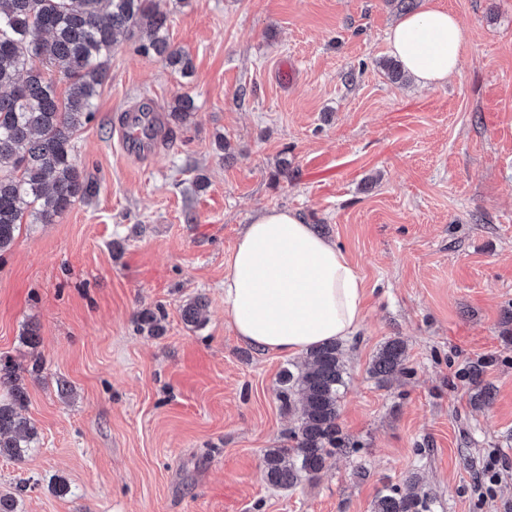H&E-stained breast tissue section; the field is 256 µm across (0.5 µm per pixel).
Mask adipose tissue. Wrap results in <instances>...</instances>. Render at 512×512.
<instances>
[{
    "mask_svg": "<svg viewBox=\"0 0 512 512\" xmlns=\"http://www.w3.org/2000/svg\"><path fill=\"white\" fill-rule=\"evenodd\" d=\"M391 54L415 84L444 83L469 43L451 12L426 5L387 33ZM365 288L357 268L296 212H258L238 238L224 276V313L235 334L267 352L301 356L356 336Z\"/></svg>",
    "mask_w": 512,
    "mask_h": 512,
    "instance_id": "obj_1",
    "label": "adipose tissue"
}]
</instances>
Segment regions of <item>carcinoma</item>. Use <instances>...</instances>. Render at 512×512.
Here are the masks:
<instances>
[{
	"label": "carcinoma",
	"mask_w": 512,
	"mask_h": 512,
	"mask_svg": "<svg viewBox=\"0 0 512 512\" xmlns=\"http://www.w3.org/2000/svg\"><path fill=\"white\" fill-rule=\"evenodd\" d=\"M135 40L136 51L158 57L186 76L189 55L168 36V17L154 0H0V253L10 250L24 218L31 224H53L78 200L96 192L92 179L75 163L74 140L96 112V100L108 74L118 39ZM57 63L69 81L59 98L55 82L36 62ZM197 111L192 96L175 98L163 114L165 136ZM205 301L196 297L182 308L188 325L201 324ZM152 335L163 332L161 318L149 309L138 315ZM407 347L394 338L385 343L370 374L386 386L407 376ZM342 345L330 342L311 349L304 362L280 374L277 392L282 407L298 414L286 444L269 448L263 469L269 485L294 487L303 477L319 474L332 450L354 447L338 423L340 391L345 384ZM7 397L0 399V455L24 458L36 437L22 417V378L4 366ZM431 498L417 478L380 491L373 512H430Z\"/></svg>",
	"instance_id": "obj_1"
}]
</instances>
